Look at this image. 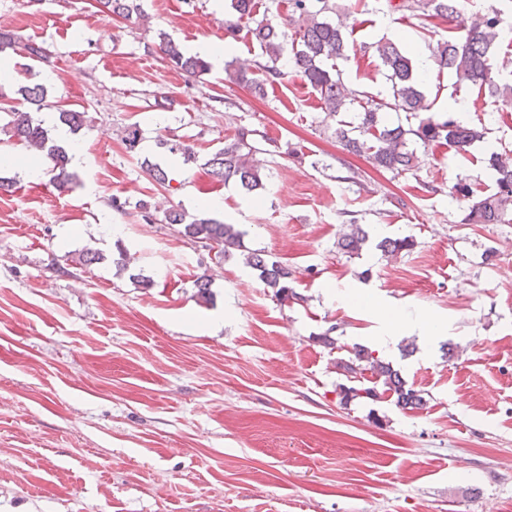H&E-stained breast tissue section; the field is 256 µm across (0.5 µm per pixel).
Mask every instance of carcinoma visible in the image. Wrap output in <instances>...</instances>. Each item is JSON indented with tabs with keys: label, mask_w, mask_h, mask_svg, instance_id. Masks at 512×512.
<instances>
[{
	"label": "carcinoma",
	"mask_w": 512,
	"mask_h": 512,
	"mask_svg": "<svg viewBox=\"0 0 512 512\" xmlns=\"http://www.w3.org/2000/svg\"><path fill=\"white\" fill-rule=\"evenodd\" d=\"M460 0H404L397 9L419 12L429 17L455 23L454 34L428 45L430 58L438 69L455 76L458 87L475 88L491 98L512 95V79L503 80L493 71L492 50L512 27L505 28L504 11L494 4L468 18L460 14ZM96 9L110 19H121L133 24L146 21V14L138 0H95ZM294 33L287 34L284 26L270 20H261L247 29L251 41L255 42L265 59L263 69L273 78L284 75L283 68L291 67L304 82L319 95L323 111L336 114L351 111L353 102L347 100L342 90L341 70L336 61L348 58L349 42L343 32V24L323 17L329 11L327 0H289ZM255 0H230L229 18L224 20V38H236L240 22L253 17ZM23 50L30 58L44 60L47 52L37 43H20L9 32H0V56ZM159 49L168 63L188 77L199 78L210 71V63L197 54L186 52L179 43L166 34H161ZM370 49L385 70L389 87L387 96L358 101L357 122L342 121L336 128V138L352 153H365L371 162L395 175L415 170L418 156L409 149L412 139L423 146L446 145L457 151H466L474 142L484 138V129L471 126L460 120L455 104L448 105V118L439 121L431 116L419 120L415 127L381 124L379 112L385 108L406 112L414 117L431 111L422 90L419 66L411 50L397 39L380 38L364 46ZM225 81L252 87L258 91L263 83L249 77V71L229 61L224 65ZM24 99L36 109L49 105L47 90L41 83H32L20 88ZM9 120L1 127L9 139L24 146L32 153L35 165L44 166V174L52 186L63 192L76 182L72 171V156L58 144L51 130L43 126L30 112L12 110ZM58 120L72 133H77L86 124L83 112L62 110ZM260 152L252 138V131L242 128L235 137L224 144L207 161V174L214 180L226 183L233 181L247 193H256L266 188L268 174L255 159ZM492 170L494 189L485 193L465 180L452 187V197L466 203L464 221L467 224H511L512 223V168L499 163L498 154L488 158ZM162 223L171 226L174 232L191 244L217 249L216 257L226 259L242 248L243 233L233 224H225L213 218L191 215L174 205L161 209ZM368 241V234L360 224L350 225V231L340 246L350 254L359 253ZM414 241L409 238H385L378 247L382 251L397 255L410 249ZM245 264L259 272L263 284L272 289L274 296L286 300L294 293L289 286L293 272L287 265L269 258L262 251L243 254ZM105 260L97 249L86 248L71 262L89 268ZM347 383L336 387L340 402L347 404L357 398L380 399L395 397V403L405 408H421L427 400L417 390L408 388L392 366L373 356L364 346H356L352 356L336 362Z\"/></svg>",
	"instance_id": "carcinoma-1"
}]
</instances>
